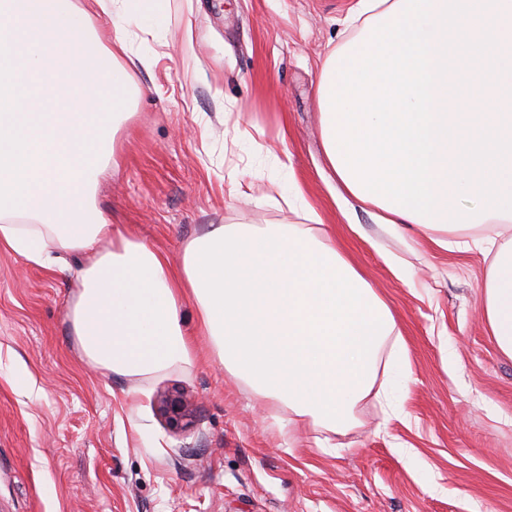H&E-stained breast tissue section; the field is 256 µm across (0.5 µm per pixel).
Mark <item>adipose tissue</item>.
Wrapping results in <instances>:
<instances>
[{"instance_id":"1","label":"adipose tissue","mask_w":512,"mask_h":512,"mask_svg":"<svg viewBox=\"0 0 512 512\" xmlns=\"http://www.w3.org/2000/svg\"><path fill=\"white\" fill-rule=\"evenodd\" d=\"M122 22L110 43L88 37L89 10L67 0H0V250L51 270L85 253L69 312L85 355L104 369L145 376L191 361L180 309L192 300L197 333L226 372L287 406L289 424L344 432L371 396L381 363L403 364L404 342L388 304L318 227L213 224L188 242L179 268L158 249L115 230L94 190L121 160L116 134L134 101L128 28L161 0H90ZM130 64V65H131ZM480 70L433 86L445 125L497 107L512 121V86L480 85ZM461 96H454V89ZM481 289L488 330L512 359V238L489 239Z\"/></svg>"}]
</instances>
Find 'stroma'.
Listing matches in <instances>:
<instances>
[{"label":"stroma","mask_w":512,"mask_h":512,"mask_svg":"<svg viewBox=\"0 0 512 512\" xmlns=\"http://www.w3.org/2000/svg\"><path fill=\"white\" fill-rule=\"evenodd\" d=\"M357 0H165L137 29L133 114L96 204L180 266L211 224H300L271 182L299 181L351 263L389 304L413 380L385 376L345 433L288 424L197 336L191 363L135 377L86 358L73 271L0 251V512H512V359L483 318L487 273L455 250L342 201L327 166L321 68L362 30ZM223 98H215V88ZM284 144L291 169L261 144ZM326 447H317V440Z\"/></svg>","instance_id":"1"}]
</instances>
